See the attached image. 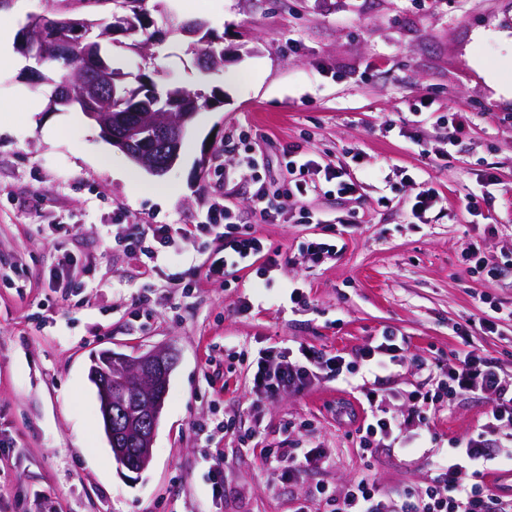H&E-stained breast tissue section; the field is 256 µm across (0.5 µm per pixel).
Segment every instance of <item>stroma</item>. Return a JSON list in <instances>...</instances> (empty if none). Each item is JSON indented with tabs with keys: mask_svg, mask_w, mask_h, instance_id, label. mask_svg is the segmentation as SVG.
Instances as JSON below:
<instances>
[{
	"mask_svg": "<svg viewBox=\"0 0 512 512\" xmlns=\"http://www.w3.org/2000/svg\"><path fill=\"white\" fill-rule=\"evenodd\" d=\"M177 18L205 21L224 50L222 68L203 70L183 37L155 14L158 45L108 54L134 82L217 96L188 126L179 159L154 185L165 200L135 192L130 158L76 110L49 107L51 88L34 85V59L0 70V512H334L358 476L399 498L436 484L437 453L478 437L488 401L469 393L439 406L429 425L400 439L428 448L406 457L381 444L363 453L358 420L336 415L346 384L323 379L302 393L254 403L247 367L258 349L306 346L355 358L392 330L406 340L400 366L384 373L380 409L408 412L411 392L431 390L436 374L474 351L512 375V323L463 336L468 322L512 305V0H170ZM38 112L21 120L24 99ZM313 150L320 164L360 180L337 195L323 175L308 206L281 197L282 224L262 223L253 173L241 166L261 150L267 177L287 189L286 153ZM434 189L422 216L413 197ZM490 206L467 213L470 194ZM221 204L278 251L207 277L219 240L198 239L191 257L157 264L105 246L116 213L129 224L189 229ZM73 224L75 236L55 227ZM336 244L311 263L305 245ZM502 268L490 282L473 272V248ZM90 260L79 286L61 295L48 280L62 254ZM93 287H84V280ZM299 282L306 302L280 296ZM490 294L493 304L481 303ZM173 348L177 364L148 468L119 469L107 443L91 359ZM222 419L205 434L197 426ZM260 421L267 443L325 449L318 464L282 479L243 435ZM224 467V498L211 499L208 467Z\"/></svg>",
	"mask_w": 512,
	"mask_h": 512,
	"instance_id": "obj_1",
	"label": "stroma"
}]
</instances>
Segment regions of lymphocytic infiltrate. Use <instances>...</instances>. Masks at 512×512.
<instances>
[{
  "label": "lymphocytic infiltrate",
  "instance_id": "obj_1",
  "mask_svg": "<svg viewBox=\"0 0 512 512\" xmlns=\"http://www.w3.org/2000/svg\"><path fill=\"white\" fill-rule=\"evenodd\" d=\"M219 233L223 256L214 259L208 275H218L224 269L247 262L263 253V241L252 233L240 232L234 210L215 206L206 223L187 232L170 224H132L125 238L127 247L141 249L150 260H163L172 255L182 256L194 248L198 238ZM403 340L392 331L384 332L374 343L360 350L355 360L341 355H327L304 346L298 349L259 351L249 364L250 392L255 402L273 398L283 392L301 393L314 385L321 376L350 379L360 371L376 372L389 362L403 357ZM481 392L489 397V409L481 437L454 441L451 452L444 457L442 487L429 486L405 503L381 494L375 480L369 476L355 479L336 512H512V498L498 495L482 480L505 447L500 437L504 430L512 431V380L501 377L497 368L485 357L469 352L440 379L434 392L413 396L412 410L406 418L372 414L357 431L358 446L368 450L401 432L404 420L421 419L428 407L444 398ZM260 455L281 471L282 477L295 479L300 463H315L324 456L318 447L296 450L265 444L262 433L252 430L249 435ZM472 469L474 482L464 483L462 472Z\"/></svg>",
  "mask_w": 512,
  "mask_h": 512
}]
</instances>
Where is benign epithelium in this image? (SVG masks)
<instances>
[{
	"instance_id": "obj_1",
	"label": "benign epithelium",
	"mask_w": 512,
	"mask_h": 512,
	"mask_svg": "<svg viewBox=\"0 0 512 512\" xmlns=\"http://www.w3.org/2000/svg\"><path fill=\"white\" fill-rule=\"evenodd\" d=\"M155 100L143 111L112 113V124L104 127V137L123 150L135 163L161 174L178 158L182 138L193 113H162L154 110ZM176 362L170 348L137 353L126 359L127 373L137 387L147 388L145 401L130 404L112 393V368H93L92 383L106 423V437L114 460L120 467L141 474L148 466L151 447Z\"/></svg>"
}]
</instances>
